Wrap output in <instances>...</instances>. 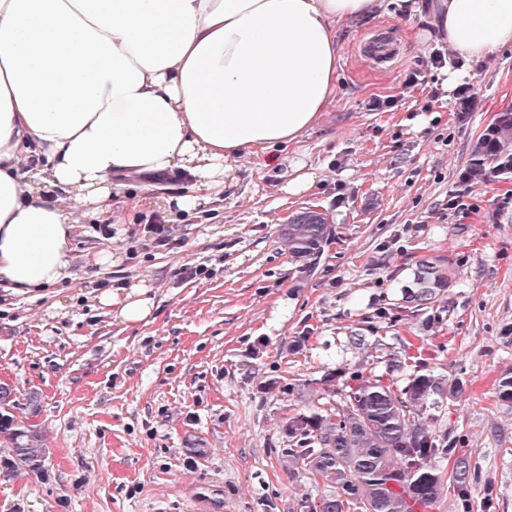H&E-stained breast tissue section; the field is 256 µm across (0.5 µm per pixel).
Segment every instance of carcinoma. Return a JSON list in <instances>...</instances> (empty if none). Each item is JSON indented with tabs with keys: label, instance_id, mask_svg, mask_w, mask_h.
Returning <instances> with one entry per match:
<instances>
[{
	"label": "carcinoma",
	"instance_id": "carcinoma-1",
	"mask_svg": "<svg viewBox=\"0 0 512 512\" xmlns=\"http://www.w3.org/2000/svg\"><path fill=\"white\" fill-rule=\"evenodd\" d=\"M496 161L493 174L512 173V115L498 118L474 145L471 172H485L484 159ZM292 258L304 264L317 259L331 240L326 214L307 208L281 228ZM449 272L438 260L417 262L415 289L406 302L423 306L448 286ZM412 369L406 385L395 388L384 377L359 370L345 380L340 407L310 404L288 416L282 449L288 467L307 476L319 491L297 504L299 512H429L441 507L453 488L461 506L472 481L471 463L454 456L448 439L434 434L425 414L434 395L463 390L458 380L447 387L442 378L399 359L390 360L387 375ZM12 388L0 386V434L11 444V465L42 472L47 450L38 433L15 428L10 408ZM453 460L452 469L446 462Z\"/></svg>",
	"mask_w": 512,
	"mask_h": 512
}]
</instances>
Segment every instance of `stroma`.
<instances>
[{"label": "stroma", "mask_w": 512, "mask_h": 512, "mask_svg": "<svg viewBox=\"0 0 512 512\" xmlns=\"http://www.w3.org/2000/svg\"><path fill=\"white\" fill-rule=\"evenodd\" d=\"M338 38L335 96L298 143L238 156L201 211L143 206L107 238L67 203L75 281L0 288V384L49 450L39 476L8 465L0 436V512H291L316 487L284 462L285 418L406 351L464 382L429 414L475 468L471 508L452 493L440 512H512V408L496 397L512 376V175L470 173L473 144L512 113V48L470 67L464 111L429 20L396 0ZM299 174L310 185L289 192ZM306 208L334 228L309 268L280 236ZM109 249L120 263L97 265ZM425 256L453 281L416 310L402 291ZM139 281L155 310L128 326L98 295Z\"/></svg>", "instance_id": "35a3bbf8"}]
</instances>
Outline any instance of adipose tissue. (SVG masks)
Returning a JSON list of instances; mask_svg holds the SVG:
<instances>
[{
  "instance_id": "ef3b65f1",
  "label": "adipose tissue",
  "mask_w": 512,
  "mask_h": 512,
  "mask_svg": "<svg viewBox=\"0 0 512 512\" xmlns=\"http://www.w3.org/2000/svg\"><path fill=\"white\" fill-rule=\"evenodd\" d=\"M379 0H0V282L71 279L63 200L127 224V178L175 173L190 211L223 194L232 161L292 144L336 93L338 23ZM439 41L471 62L512 47V0H430ZM121 323H147L145 282L105 288Z\"/></svg>"
}]
</instances>
